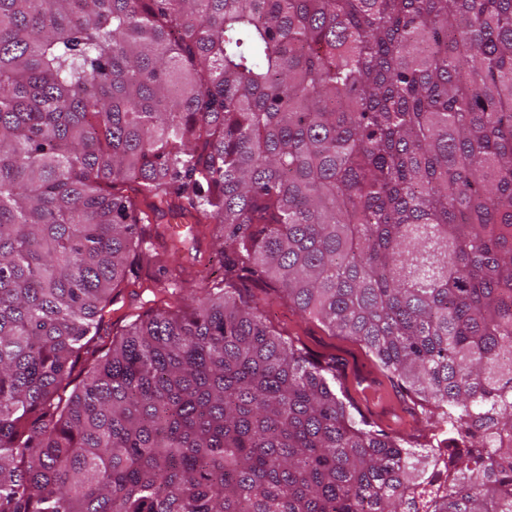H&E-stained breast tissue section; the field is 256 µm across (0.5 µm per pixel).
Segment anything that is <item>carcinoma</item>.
Returning <instances> with one entry per match:
<instances>
[{
	"label": "carcinoma",
	"mask_w": 512,
	"mask_h": 512,
	"mask_svg": "<svg viewBox=\"0 0 512 512\" xmlns=\"http://www.w3.org/2000/svg\"><path fill=\"white\" fill-rule=\"evenodd\" d=\"M200 224L434 431L225 288L102 346ZM0 512H512V0H0ZM237 287L251 288L263 305L270 325L285 340L304 346L315 358H336L341 382L358 403L361 412L390 434L422 437L432 426L412 402L402 395L379 370L371 355L352 338L333 336L321 323L303 316L280 291L251 281H237Z\"/></svg>",
	"instance_id": "cac0c4a2"
}]
</instances>
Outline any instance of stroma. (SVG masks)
<instances>
[{
	"instance_id": "stroma-1",
	"label": "stroma",
	"mask_w": 512,
	"mask_h": 512,
	"mask_svg": "<svg viewBox=\"0 0 512 512\" xmlns=\"http://www.w3.org/2000/svg\"><path fill=\"white\" fill-rule=\"evenodd\" d=\"M184 262L192 271L187 281L174 286L166 275L158 273L150 280V287H173L184 297L204 291L224 275L223 246L215 237L199 238L189 243ZM251 290L259 294L270 325L284 339L304 346L313 357L336 358L345 390L367 418L391 434L412 437L430 434V424L416 406L381 373L372 356L359 342L332 335L315 319L301 315L281 292H265L257 284L252 285Z\"/></svg>"
}]
</instances>
